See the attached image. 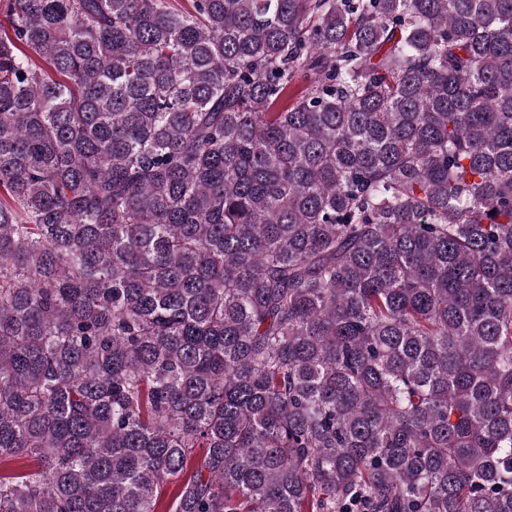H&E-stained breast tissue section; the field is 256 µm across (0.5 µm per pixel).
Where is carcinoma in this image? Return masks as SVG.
I'll return each instance as SVG.
<instances>
[{
  "label": "carcinoma",
  "instance_id": "obj_1",
  "mask_svg": "<svg viewBox=\"0 0 512 512\" xmlns=\"http://www.w3.org/2000/svg\"><path fill=\"white\" fill-rule=\"evenodd\" d=\"M0 16V512H512V0Z\"/></svg>",
  "mask_w": 512,
  "mask_h": 512
}]
</instances>
